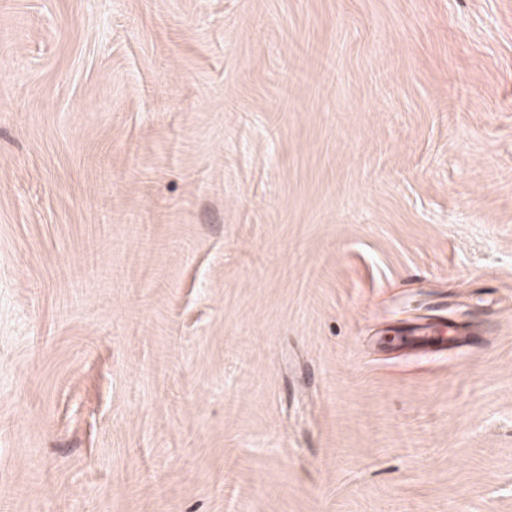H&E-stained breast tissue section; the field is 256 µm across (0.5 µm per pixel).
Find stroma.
I'll return each mask as SVG.
<instances>
[{
  "label": "stroma",
  "mask_w": 512,
  "mask_h": 512,
  "mask_svg": "<svg viewBox=\"0 0 512 512\" xmlns=\"http://www.w3.org/2000/svg\"><path fill=\"white\" fill-rule=\"evenodd\" d=\"M0 512H512V0H0Z\"/></svg>",
  "instance_id": "1"
}]
</instances>
